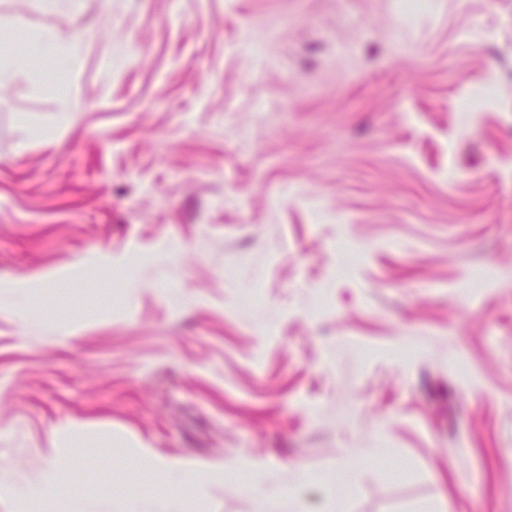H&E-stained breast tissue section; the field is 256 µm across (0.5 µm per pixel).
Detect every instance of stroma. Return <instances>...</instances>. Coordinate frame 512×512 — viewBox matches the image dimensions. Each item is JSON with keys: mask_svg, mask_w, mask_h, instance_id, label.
<instances>
[{"mask_svg": "<svg viewBox=\"0 0 512 512\" xmlns=\"http://www.w3.org/2000/svg\"><path fill=\"white\" fill-rule=\"evenodd\" d=\"M425 3L0 0V512L70 421L68 512H512V0ZM137 457L145 468L153 470L169 482L200 488L198 473L201 468L196 463L175 462L164 458H156L148 448H141L137 453Z\"/></svg>", "mask_w": 512, "mask_h": 512, "instance_id": "35a3bbf8", "label": "stroma"}]
</instances>
